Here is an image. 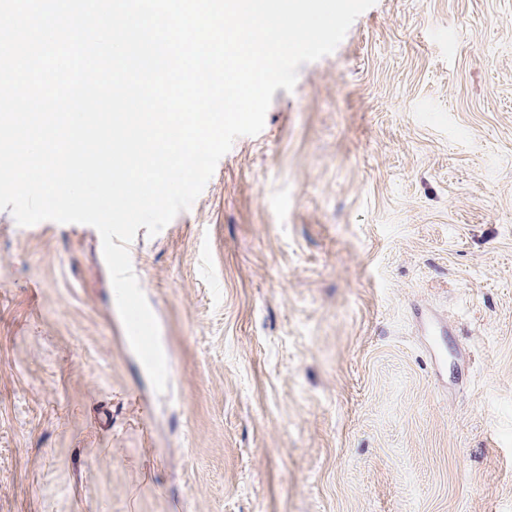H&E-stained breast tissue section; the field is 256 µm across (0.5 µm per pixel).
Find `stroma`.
<instances>
[{
  "label": "stroma",
  "instance_id": "35a3bbf8",
  "mask_svg": "<svg viewBox=\"0 0 512 512\" xmlns=\"http://www.w3.org/2000/svg\"><path fill=\"white\" fill-rule=\"evenodd\" d=\"M0 210V512H512V0H376L189 210Z\"/></svg>",
  "mask_w": 512,
  "mask_h": 512
}]
</instances>
